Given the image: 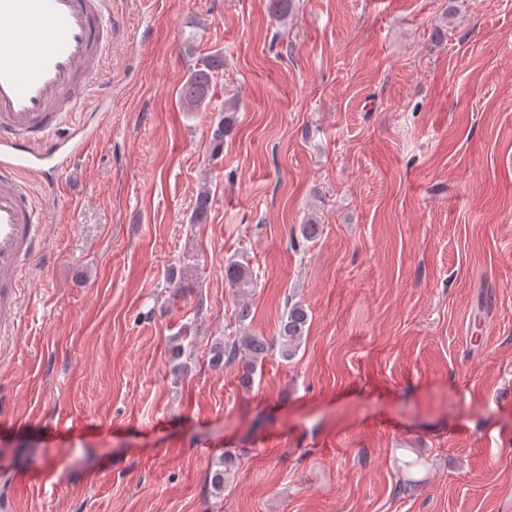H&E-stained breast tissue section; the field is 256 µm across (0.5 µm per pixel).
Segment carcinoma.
I'll return each mask as SVG.
<instances>
[{
  "label": "carcinoma",
  "mask_w": 512,
  "mask_h": 512,
  "mask_svg": "<svg viewBox=\"0 0 512 512\" xmlns=\"http://www.w3.org/2000/svg\"><path fill=\"white\" fill-rule=\"evenodd\" d=\"M223 67L224 55L215 53L204 58L199 63V68L191 72L180 89V99L186 110L192 111L199 108L211 96L214 74ZM235 112L236 104L227 103L221 117L211 127V141L216 153L223 149L224 137L229 135L234 127ZM210 206V191L204 187L195 199L190 223H204ZM224 279L236 297L249 292L255 282V276L249 265L238 260H230L224 264ZM247 316L246 309H239L237 312L239 329L236 336L232 338L226 336L224 340L214 343L209 349V362L213 366H221L237 359L243 361L240 383L245 388L252 386L257 367L262 365L273 348H278L280 356L285 360L295 356L308 324V313L304 305L290 298L285 301V311L278 324L277 337L273 341L249 332L244 326Z\"/></svg>",
  "instance_id": "obj_1"
}]
</instances>
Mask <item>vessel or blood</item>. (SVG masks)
I'll return each mask as SVG.
<instances>
[{
	"mask_svg": "<svg viewBox=\"0 0 512 512\" xmlns=\"http://www.w3.org/2000/svg\"><path fill=\"white\" fill-rule=\"evenodd\" d=\"M112 43L106 0H0V333L21 306L20 274L45 238L28 174L39 161L81 154L68 126Z\"/></svg>",
	"mask_w": 512,
	"mask_h": 512,
	"instance_id": "vessel-or-blood-1",
	"label": "vessel or blood"
}]
</instances>
